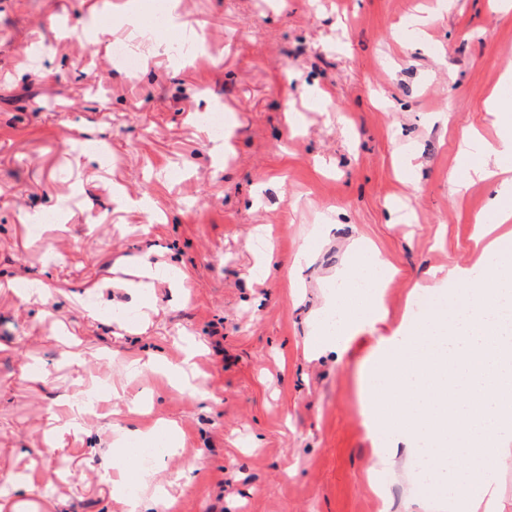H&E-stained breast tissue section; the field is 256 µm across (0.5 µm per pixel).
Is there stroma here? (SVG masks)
I'll list each match as a JSON object with an SVG mask.
<instances>
[{
    "mask_svg": "<svg viewBox=\"0 0 512 512\" xmlns=\"http://www.w3.org/2000/svg\"><path fill=\"white\" fill-rule=\"evenodd\" d=\"M149 0H0V512H124L101 450L173 422L152 468L173 512H406L421 463L380 488L365 370L430 270L473 267L492 185L449 191L463 127L512 71L494 0H180L195 29L134 43L119 12ZM412 25L415 36L401 32ZM232 117L214 172L199 111ZM107 161L77 152L88 132ZM421 186L411 194L408 185ZM152 198V213L124 198ZM64 208L34 233L27 212ZM395 269L384 321L321 351L313 318L354 240ZM176 266L135 293L144 264ZM45 284L29 300L31 279ZM198 373L131 372L153 353ZM99 394L80 427L59 417ZM63 461L49 470L48 459Z\"/></svg>",
    "mask_w": 512,
    "mask_h": 512,
    "instance_id": "obj_1",
    "label": "stroma"
}]
</instances>
